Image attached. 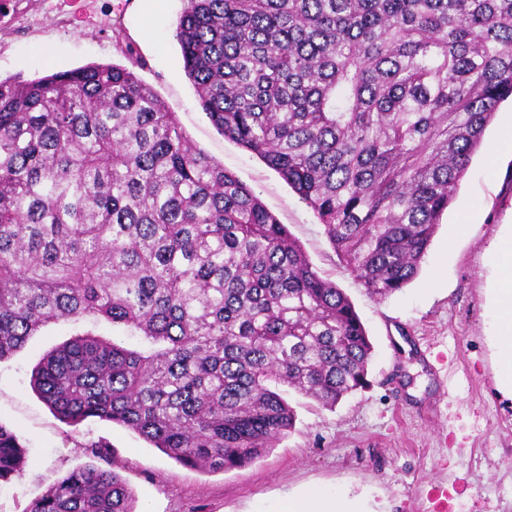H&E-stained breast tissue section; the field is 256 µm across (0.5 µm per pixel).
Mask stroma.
<instances>
[{
	"label": "stroma",
	"instance_id": "35a3bbf8",
	"mask_svg": "<svg viewBox=\"0 0 512 512\" xmlns=\"http://www.w3.org/2000/svg\"><path fill=\"white\" fill-rule=\"evenodd\" d=\"M183 6L164 0L149 17L144 0H0V78L91 63L133 70L351 300L374 346L369 385L332 410L290 395L295 427L274 448L229 471L191 469L125 427L98 419L74 427L49 410L30 386L42 357L77 335L117 334L104 320L49 325L0 363V424L26 457L0 486V512H27L39 490L87 464L115 471L137 512H278L310 489L359 497L365 512H512V400L495 387L487 254L512 231V103L500 105L417 277L378 299L288 184L206 118L174 37ZM91 441L107 444L106 458L91 454Z\"/></svg>",
	"mask_w": 512,
	"mask_h": 512
}]
</instances>
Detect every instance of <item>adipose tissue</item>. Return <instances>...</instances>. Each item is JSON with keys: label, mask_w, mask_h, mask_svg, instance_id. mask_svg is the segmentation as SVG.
<instances>
[{"label": "adipose tissue", "mask_w": 512, "mask_h": 512, "mask_svg": "<svg viewBox=\"0 0 512 512\" xmlns=\"http://www.w3.org/2000/svg\"><path fill=\"white\" fill-rule=\"evenodd\" d=\"M489 258L498 271L492 290L498 322L490 338L497 357V386L503 396L512 398V235L493 243Z\"/></svg>", "instance_id": "adipose-tissue-1"}]
</instances>
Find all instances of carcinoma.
I'll return each instance as SVG.
<instances>
[{
    "mask_svg": "<svg viewBox=\"0 0 512 512\" xmlns=\"http://www.w3.org/2000/svg\"><path fill=\"white\" fill-rule=\"evenodd\" d=\"M175 38L198 103L275 170L375 297L417 275L501 102L512 0H184ZM104 319L30 386L72 426L122 425L190 468L242 467L333 409L373 345L347 295L176 113L115 64L0 79V362L50 323ZM25 463L0 424V484ZM79 467L29 512H135Z\"/></svg>",
    "mask_w": 512,
    "mask_h": 512,
    "instance_id": "cac0c4a2",
    "label": "carcinoma"
}]
</instances>
